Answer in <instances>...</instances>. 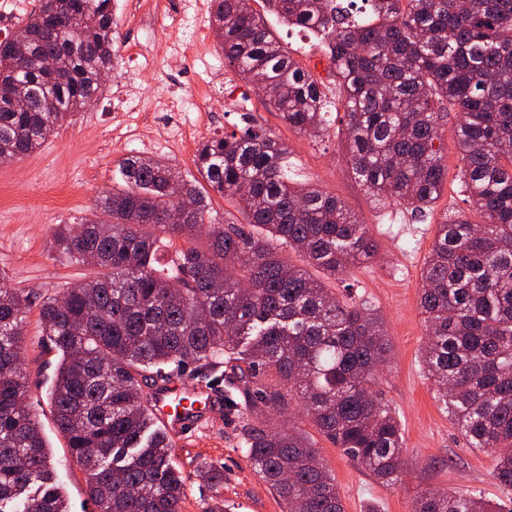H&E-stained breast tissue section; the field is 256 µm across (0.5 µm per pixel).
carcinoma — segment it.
I'll use <instances>...</instances> for the list:
<instances>
[{
	"mask_svg": "<svg viewBox=\"0 0 512 512\" xmlns=\"http://www.w3.org/2000/svg\"><path fill=\"white\" fill-rule=\"evenodd\" d=\"M265 2L324 45L347 163L377 204L397 200L421 217L434 207L453 112L460 182L482 222L436 224L421 275L420 363L451 423L492 456L512 503V0H363L365 16L356 0ZM213 6L224 64L288 127L328 134L334 102L249 0ZM21 30L22 49L0 41V163L72 121L117 59L112 0H40ZM53 58L63 72L48 68ZM193 163L200 179L190 181L162 157H126L95 212L54 231L58 258L88 270L39 308L42 340L60 353L49 392L57 429L98 512H183L185 481L151 406L158 384L192 365L286 512H345L335 477L286 415L302 409L376 480L398 479L401 426L378 388L384 324L326 284L374 259L378 244L342 199L290 175L288 149L270 132L208 138ZM211 192L253 231L218 222ZM2 281L0 512H69L37 413L23 404L30 297ZM414 512L512 509L458 488L421 492Z\"/></svg>",
	"mask_w": 512,
	"mask_h": 512,
	"instance_id": "1",
	"label": "carcinoma"
}]
</instances>
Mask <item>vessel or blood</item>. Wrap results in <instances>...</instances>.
<instances>
[{
    "label": "vessel or blood",
    "instance_id": "b4317fda",
    "mask_svg": "<svg viewBox=\"0 0 512 512\" xmlns=\"http://www.w3.org/2000/svg\"><path fill=\"white\" fill-rule=\"evenodd\" d=\"M217 403V397L209 391L187 386L176 378L157 390L153 398L157 420L178 432L194 424L195 414L211 410Z\"/></svg>",
    "mask_w": 512,
    "mask_h": 512
}]
</instances>
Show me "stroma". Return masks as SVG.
<instances>
[{
    "mask_svg": "<svg viewBox=\"0 0 512 512\" xmlns=\"http://www.w3.org/2000/svg\"><path fill=\"white\" fill-rule=\"evenodd\" d=\"M154 3L117 0V64L97 100L34 154L0 163V272L7 287L23 291L33 301L26 324L28 402L38 413L70 512L97 509L51 413L48 391L58 356L39 343V306L59 289L81 283L83 275L81 269L54 256L49 242L57 225L73 223L95 211L99 196L112 187L117 162L128 155L162 157L181 171L194 172L196 144L145 126L142 117L153 114L160 101L197 95L205 96L203 107L189 109L183 119L197 125L202 137L239 132L241 113H253L258 125L287 147L298 180L344 200L359 221L369 226L379 245L374 262L354 268L345 279L330 281L329 286L338 297L368 302L384 321L391 352L379 371L381 390L401 424L404 468L395 484H380L341 449L311 433L336 478L345 512H413L417 494L426 489L468 487L484 499L498 501L501 490L492 457L468 448L443 413L419 359L426 340L420 308L421 271L436 224L447 212L464 213L476 223L481 220L466 202L457 179L461 160L455 126L443 130L449 178L433 214L421 219L395 202L375 208L348 168L340 123H333L330 137L313 141L283 123L263 104L261 94L225 66L211 25L212 0H184L186 24L204 40L199 52L185 56L182 34L163 31L152 61L139 57L144 35L138 12L153 8ZM269 24L296 62L323 82L327 94H334L327 60L316 38L274 18ZM217 71L224 82L214 87L210 79ZM125 85L140 92L141 112L125 111L116 94ZM171 439L174 458L186 479L184 512H201L203 503L217 494L228 512H284L282 500L239 450L238 431L225 421L221 409L205 414L193 434L175 432ZM210 467L223 471L222 487H212L207 481Z\"/></svg>",
    "mask_w": 512,
    "mask_h": 512,
    "instance_id": "obj_1",
    "label": "stroma"
}]
</instances>
